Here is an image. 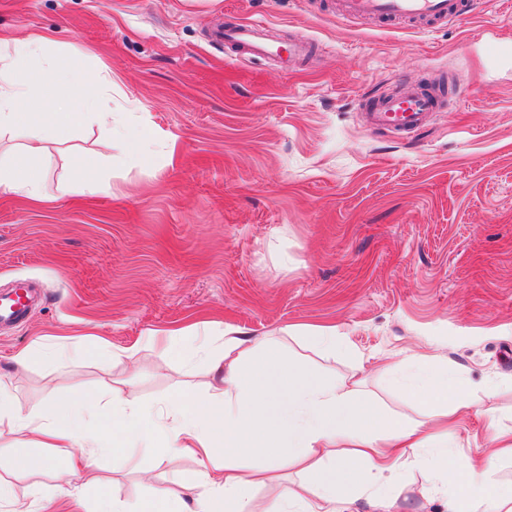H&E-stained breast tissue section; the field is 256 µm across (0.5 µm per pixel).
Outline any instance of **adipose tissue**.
<instances>
[{"label": "adipose tissue", "mask_w": 512, "mask_h": 512, "mask_svg": "<svg viewBox=\"0 0 512 512\" xmlns=\"http://www.w3.org/2000/svg\"><path fill=\"white\" fill-rule=\"evenodd\" d=\"M45 41L39 33L0 37V133L22 137L11 157L0 160V195L34 202L42 198L40 160L101 111L103 90L112 83L90 56L31 73L22 61ZM62 89L69 99L64 111L57 105ZM223 336L217 347L181 348L186 365L205 360L208 391H180L159 414L133 403L121 387L103 399L78 394L19 412L11 390L31 352H17L0 365V426L11 437L14 467L50 472L48 495L77 501L96 457L130 443L159 457L197 462L188 481L201 494L189 512H346L353 490L368 494L375 512H389L385 490L405 465L416 464L433 488L451 486L448 512H512V491L492 478L497 456L459 452L455 431L438 434L428 422L386 414L347 381L313 376L275 356L247 368L256 354L251 338L233 328ZM406 365L415 375L410 395L434 418L476 412L470 388L448 365L424 353ZM286 470L298 482L282 492ZM253 486L270 489L267 501L248 495Z\"/></svg>", "instance_id": "1"}]
</instances>
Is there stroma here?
<instances>
[{
    "instance_id": "stroma-1",
    "label": "stroma",
    "mask_w": 512,
    "mask_h": 512,
    "mask_svg": "<svg viewBox=\"0 0 512 512\" xmlns=\"http://www.w3.org/2000/svg\"><path fill=\"white\" fill-rule=\"evenodd\" d=\"M332 0H0V34L52 43L39 71L94 54L112 74L105 111L144 125L152 166L111 155L91 123L41 162L44 201L0 196V287L38 286L0 329V364L24 348L13 397L27 412L54 396L130 384L158 410L201 392L205 361L119 349L183 329L180 345L233 327L273 342L321 378L359 380L380 408L423 419L388 365L416 352L448 362L492 417L459 429L465 452L512 426V0H477L439 29L337 18ZM257 22L302 35L305 57L277 63L212 41ZM439 102L412 137L369 129L365 106L415 88ZM99 158L106 190L75 192L71 158ZM307 325H332L345 350H317ZM80 357H48L59 343ZM193 459L139 449L99 456L83 512L99 496L170 492L189 504ZM406 468L393 512H448Z\"/></svg>"
}]
</instances>
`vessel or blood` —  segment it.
Masks as SVG:
<instances>
[{"instance_id":"obj_1","label":"vessel or blood","mask_w":512,"mask_h":512,"mask_svg":"<svg viewBox=\"0 0 512 512\" xmlns=\"http://www.w3.org/2000/svg\"><path fill=\"white\" fill-rule=\"evenodd\" d=\"M468 12L464 0H340L338 14L343 18H375L381 21L419 20L444 23ZM217 41L239 48L244 54L263 57L279 54L278 45L263 35L261 24H240L216 31ZM437 108L433 93L416 91L398 97L387 96L366 112L369 126L403 135L418 131Z\"/></svg>"}]
</instances>
